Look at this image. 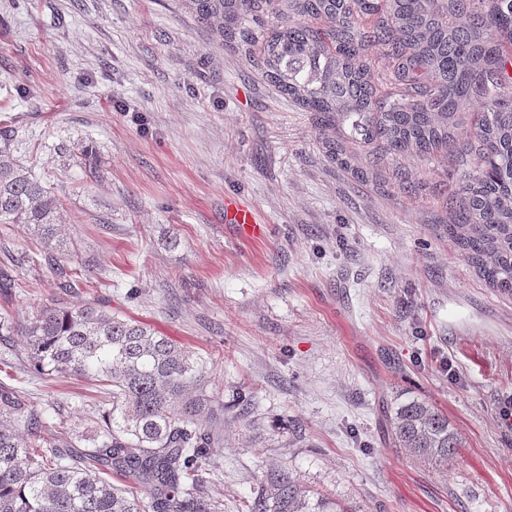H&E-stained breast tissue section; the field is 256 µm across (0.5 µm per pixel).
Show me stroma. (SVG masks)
I'll return each mask as SVG.
<instances>
[{
  "label": "stroma",
  "mask_w": 512,
  "mask_h": 512,
  "mask_svg": "<svg viewBox=\"0 0 512 512\" xmlns=\"http://www.w3.org/2000/svg\"><path fill=\"white\" fill-rule=\"evenodd\" d=\"M279 93L181 0H0V121L60 199L94 287L20 264L0 291L16 323L93 300L207 361L223 447L204 489L237 512L272 463L352 512H512V295L448 236L464 153L368 162L350 124ZM249 206L266 233L224 221ZM0 338V383L44 438L99 432L93 383L43 375ZM245 389L251 403L230 401ZM448 417L447 468L393 445L400 392Z\"/></svg>",
  "instance_id": "stroma-1"
}]
</instances>
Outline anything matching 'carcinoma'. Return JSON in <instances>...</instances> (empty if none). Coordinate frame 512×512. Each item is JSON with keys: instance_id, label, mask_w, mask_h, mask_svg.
I'll list each match as a JSON object with an SVG mask.
<instances>
[{"instance_id": "cac0c4a2", "label": "carcinoma", "mask_w": 512, "mask_h": 512, "mask_svg": "<svg viewBox=\"0 0 512 512\" xmlns=\"http://www.w3.org/2000/svg\"><path fill=\"white\" fill-rule=\"evenodd\" d=\"M197 21L228 40L263 47L266 76L283 95L343 117L387 156L431 155L460 144L461 116L473 114L465 150L469 183L450 202L448 236L489 285L512 294V0H186ZM387 83L399 94L373 106ZM60 200L0 138V224H24L41 248L25 262L63 279L92 283L89 266L65 265ZM16 259L0 251V289ZM39 370L104 387L101 439L80 448L48 441L41 418L22 414L0 387V512H221L204 496V475L220 450L224 401L207 390L201 358L147 324L104 306L45 305L22 327ZM24 416V430L11 423ZM394 445L424 463L448 465L462 441L448 417L422 398L397 396ZM148 496H141V492ZM286 467L261 473L239 512H331Z\"/></svg>"}]
</instances>
